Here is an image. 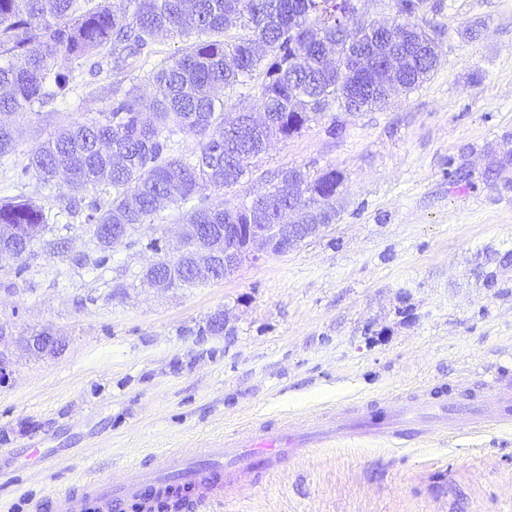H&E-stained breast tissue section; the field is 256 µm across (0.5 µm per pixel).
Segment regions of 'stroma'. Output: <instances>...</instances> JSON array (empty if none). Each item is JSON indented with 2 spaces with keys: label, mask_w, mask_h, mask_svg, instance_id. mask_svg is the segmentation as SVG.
Listing matches in <instances>:
<instances>
[{
  "label": "stroma",
  "mask_w": 512,
  "mask_h": 512,
  "mask_svg": "<svg viewBox=\"0 0 512 512\" xmlns=\"http://www.w3.org/2000/svg\"><path fill=\"white\" fill-rule=\"evenodd\" d=\"M439 2L440 64L422 86L271 139L239 183L210 193L234 205L286 168L344 175L320 235L218 281L143 283L149 242L174 256L187 231L174 205L137 225L105 267L79 264L99 254L85 208L63 213L65 181L17 178L63 125L108 111L113 88L148 96L155 65L181 55L185 38H160L119 70L104 61L94 76L69 64L70 97L17 117L0 199L34 198L47 221L32 252L0 255V326L13 337L0 512H53L55 495L84 480L117 481L159 454L343 403L432 390L466 408L480 370L512 379V0ZM39 332L63 349L30 354ZM174 512H512V425L339 439Z\"/></svg>",
  "instance_id": "1"
}]
</instances>
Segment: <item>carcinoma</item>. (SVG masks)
<instances>
[{
    "instance_id": "1",
    "label": "carcinoma",
    "mask_w": 512,
    "mask_h": 512,
    "mask_svg": "<svg viewBox=\"0 0 512 512\" xmlns=\"http://www.w3.org/2000/svg\"><path fill=\"white\" fill-rule=\"evenodd\" d=\"M352 0H128L112 8L107 0H0V158L15 153L12 116L30 112L69 91V76L59 60L77 62L91 74L110 57L120 67L131 58L151 53L167 35L191 33L196 39L172 61L152 72L149 104L135 89L112 90V108L98 118L76 120L31 152L20 177L51 186L65 175L76 192L102 183L112 187V202L87 205L85 222L103 255L111 250L112 225L131 231L151 222L166 202L190 205L189 224H212V238L224 241V225L248 224L249 199L233 206L212 205L205 191H221L244 176L251 160L266 148L268 138L241 136L230 146L228 134L242 113L224 111L213 89H232L263 69L259 85L262 111L279 126L283 137L299 132L316 116L335 108L341 112L372 111L388 97L372 94L352 105L349 79L336 80L325 58L347 42L369 49L373 36L352 23ZM417 24L402 18L388 29L391 40L408 52L410 62L395 90L420 87L438 61L426 44V33L410 36ZM25 55L21 67L9 59ZM150 111L153 120L143 117ZM188 132L198 149L188 156L170 154L171 136ZM343 174L321 170L296 185L294 199L279 194L278 182L264 193L269 199L267 224L288 220V207L307 200L336 197ZM45 224L36 201L18 197L0 203V245L20 255L31 249Z\"/></svg>"
}]
</instances>
